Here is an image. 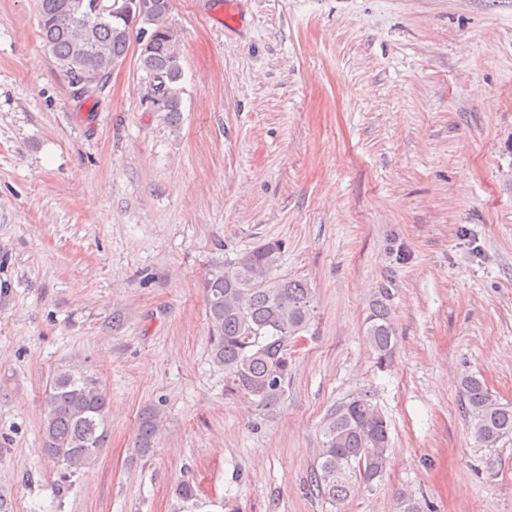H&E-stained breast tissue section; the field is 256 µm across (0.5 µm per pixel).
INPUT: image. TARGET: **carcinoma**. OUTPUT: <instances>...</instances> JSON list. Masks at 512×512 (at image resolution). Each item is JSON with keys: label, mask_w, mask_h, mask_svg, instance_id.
Here are the masks:
<instances>
[{"label": "carcinoma", "mask_w": 512, "mask_h": 512, "mask_svg": "<svg viewBox=\"0 0 512 512\" xmlns=\"http://www.w3.org/2000/svg\"><path fill=\"white\" fill-rule=\"evenodd\" d=\"M148 18L119 20L98 8L99 0H37L38 26L44 46L68 78L72 95H93L80 87L78 62L106 73L112 62L127 58L132 28H152V43L140 50V68L162 76L164 105L173 116L181 111L182 77L176 49L177 31L169 22L173 0ZM283 243L268 240L215 264L205 278L211 324V357L224 367L227 389L272 411L288 386V343L307 331L314 312V291L304 280L276 274ZM365 336L378 363L389 362L396 329L387 305L372 304ZM462 408L485 448L512 435V404L500 403L485 381L469 376L461 383ZM111 399L93 380L69 371L57 373L44 398L43 451L53 462L75 472L88 466L108 437ZM159 414L147 408L138 418L135 445L152 451L159 433ZM322 439L310 470L309 488L323 502L340 506L361 486L382 477L389 461L388 424L370 390H358L324 418ZM396 512H425L408 492L396 498Z\"/></svg>", "instance_id": "obj_1"}]
</instances>
